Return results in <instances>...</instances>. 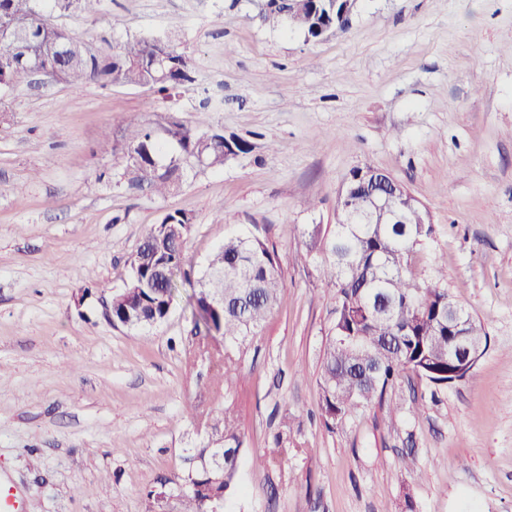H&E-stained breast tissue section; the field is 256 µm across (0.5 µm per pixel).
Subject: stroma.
Segmentation results:
<instances>
[{
  "mask_svg": "<svg viewBox=\"0 0 512 512\" xmlns=\"http://www.w3.org/2000/svg\"><path fill=\"white\" fill-rule=\"evenodd\" d=\"M266 2L101 0L93 17L55 15L107 53L180 20L192 80L171 95L45 75L0 94V484L24 512H145L224 405L245 440L224 512H512V0H360L346 30L314 43L267 24ZM203 106L251 151L165 197L121 180L128 123ZM364 165L426 208L432 233L408 268L443 277L489 344L473 379L433 397L400 379L331 429L316 379L336 290L325 253L300 256L306 229L332 237L338 193ZM174 211L193 218L192 278L225 237L255 232L282 271L281 305L224 386L192 334L190 286L159 325L105 315Z\"/></svg>",
  "mask_w": 512,
  "mask_h": 512,
  "instance_id": "35a3bbf8",
  "label": "stroma"
}]
</instances>
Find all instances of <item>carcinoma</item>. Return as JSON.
I'll return each instance as SVG.
<instances>
[{
  "label": "carcinoma",
  "instance_id": "obj_1",
  "mask_svg": "<svg viewBox=\"0 0 512 512\" xmlns=\"http://www.w3.org/2000/svg\"><path fill=\"white\" fill-rule=\"evenodd\" d=\"M73 0H0V24L6 22L28 39L26 49L34 57L48 59L59 81L73 88L88 82L102 85L148 86L170 94L190 80V61L183 66L163 65L154 54L155 39L134 37L118 49L102 54L75 39L57 50L61 35L52 14L66 12ZM336 20L333 0H320L317 8L288 12V4H274L265 21L288 27L312 40L323 20ZM25 80L20 68L0 70V89L17 87ZM167 142L148 124L131 123L122 151L123 177L135 187L165 196L179 187L183 171L191 163L220 169L231 158L246 153L250 144L223 136L199 112L185 124L171 122L164 128ZM357 171H352L347 205L352 224H338L334 237L324 241L318 229L308 233L307 253L323 249L330 259L323 276L336 288V324L323 349L321 372L316 380L319 405L330 426L375 402L401 373L424 381L431 395L445 388L448 371V289L437 281H420L408 272V259L431 233V225L367 224L360 218L367 198L357 190ZM185 213L166 214L144 237V244L130 262L128 292L112 304V319L164 321L176 298L178 284L188 280L182 270L186 239L165 232L167 224H190ZM199 288L192 298L195 324L224 344L241 347L257 333L281 303L284 282L274 249L267 239L252 234L224 239L208 258ZM244 438L230 413L218 411L211 424V439L189 457L224 454V471L218 476L185 468L171 480L180 494L182 512H209L211 501L224 498L235 487Z\"/></svg>",
  "mask_w": 512,
  "mask_h": 512
}]
</instances>
